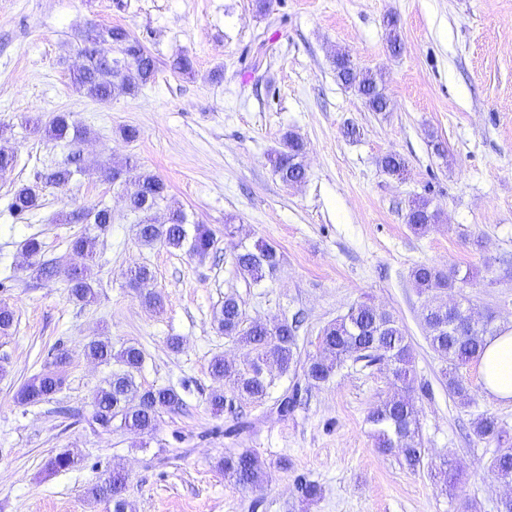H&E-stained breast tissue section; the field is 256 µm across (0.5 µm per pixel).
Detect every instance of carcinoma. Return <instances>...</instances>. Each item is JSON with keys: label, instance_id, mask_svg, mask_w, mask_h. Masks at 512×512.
I'll use <instances>...</instances> for the list:
<instances>
[{"label": "carcinoma", "instance_id": "cac0c4a2", "mask_svg": "<svg viewBox=\"0 0 512 512\" xmlns=\"http://www.w3.org/2000/svg\"><path fill=\"white\" fill-rule=\"evenodd\" d=\"M94 40L103 39L120 53V57L106 60L96 49L82 41L80 55L84 58L82 67L73 73L75 89L97 100H108L114 96L132 95L148 84L155 76L157 64L143 45L123 27L100 28L92 25ZM334 69L342 84L354 90L373 112L387 110L381 79L370 72H358L353 68L349 55L337 52L333 55ZM32 131L45 134L54 140L76 142L83 136V130L70 112H58L48 121L40 118L29 120ZM305 145L293 132L283 134L280 148L270 155V162L282 182L291 184L305 178L303 164ZM74 171L65 166L42 176L45 183L62 186L71 179ZM166 199L165 183L150 174L139 175L127 189L128 207L144 215L138 224V239L145 245L160 243L175 250L204 259L215 246L212 230L204 225H195L193 231L186 227V214L179 206L169 208L166 222L158 223L151 212ZM42 206L40 182L18 188L9 205L10 211L23 216L31 214ZM439 215L430 209L429 201L419 199L412 202L405 216L409 226L418 232L425 231L438 222ZM69 222L93 224L105 230L112 223V210L103 206L69 214ZM95 239L84 233L74 235L68 242V251L82 259L72 264L62 258L35 263L34 271L39 279L50 280L60 277L66 283L69 297L78 302H89L95 291L88 279V265L95 258ZM280 254L265 240H257L251 247H243L235 256V265L245 280L259 282L272 276L280 267ZM470 273L460 274L451 269L445 271L432 265L420 264L411 271V281L418 293L430 296L422 308V319L427 329L432 348L448 364V392L468 402L470 388L459 369L472 360H480L487 339L497 335L498 329L486 321L478 327H471L464 315L467 307L458 303L449 308L435 303L437 295L465 284ZM217 329L226 336H233L251 347L256 361L247 368L237 367L220 356L210 362L213 377L230 385L234 395L240 399L260 400L267 394L269 382L264 376L261 363L271 362L282 372L301 367L307 384L326 383L341 365L350 359L371 364L381 358L392 366V375L398 381L409 382L413 377L411 348L407 336L397 319L389 312L367 303H360L321 331L319 353L303 363L300 361L297 344V326L283 322L270 325L258 319L248 321L236 297H224V303L214 314ZM85 351L95 360L108 362L117 358L126 370L112 374L96 397L94 421L107 427L118 417L121 426L140 432L154 427L159 411L175 410L182 406V399L172 388H148L140 390L132 378V371L141 367L144 355L140 348L129 345L117 355H112V344L107 340L89 342ZM65 383L61 374L44 373L35 375L23 383L15 394L20 404L40 402L59 392ZM373 427V436L378 447L389 450L396 448L403 456L408 468L415 470L423 463L424 450L419 441V412L412 400L404 397L392 398L381 403L368 416ZM474 435L480 441L494 442L499 451L491 462L494 477L506 484H512V435L491 415H482L474 424ZM74 458L68 453H58L47 462L48 469L59 472L73 467ZM224 476L243 487L256 488L263 482L265 462L248 450L230 452L224 456ZM125 485V476L112 473L103 481L89 488V494L112 504V512H132V506L119 494H109L116 485Z\"/></svg>", "mask_w": 512, "mask_h": 512}]
</instances>
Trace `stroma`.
<instances>
[{"label": "stroma", "mask_w": 512, "mask_h": 512, "mask_svg": "<svg viewBox=\"0 0 512 512\" xmlns=\"http://www.w3.org/2000/svg\"><path fill=\"white\" fill-rule=\"evenodd\" d=\"M91 24L129 31L154 57V80L108 102L78 93L71 75ZM337 52L381 75L388 111H369L337 80ZM180 55L191 58L193 77L171 69ZM56 112L73 113L85 131L80 142L32 133L25 123ZM127 125L138 140L122 138ZM351 125L360 130L353 139L345 134ZM288 131L306 144V176L296 185L268 161ZM1 146L15 163L0 171V301L16 323L0 335V512H110L88 490L113 471L126 476L133 512H464L470 501L478 512H497L507 491L490 471L498 446L476 440L472 426L490 414L512 431V403L486 392L475 361L461 369L473 401L449 394L410 274L419 264L471 271L472 281L442 302L463 295L475 316L512 325V0H270L263 14L256 0H0ZM75 153L80 172L44 187L35 214L10 212L16 189ZM389 153L405 160L402 174L382 170ZM129 156L136 169L104 178ZM142 173L163 180L189 223L214 231L209 257L141 244L125 196ZM419 198L439 221L417 234L405 214ZM101 204L112 222L96 237L89 271L98 296L77 303L62 279H36L22 245L34 235L42 259L67 256L82 227L64 215ZM259 238L277 248L281 264L254 284L237 273L234 256ZM142 265L153 280L129 286L127 269ZM148 291L161 295V310L144 305ZM229 294L247 318H300L304 360L318 353L322 329L352 306L384 308L411 343L415 381L404 391L386 364L350 360L312 387L301 372L268 368L265 398L236 399L214 413L212 358L244 367L253 358L214 324ZM99 338L116 352L142 349L136 385L175 388L181 408L160 411L144 433L93 423L98 390L122 369L86 356L85 345ZM61 353L67 363L59 368ZM56 369L65 377L60 392L34 405L15 401L26 380ZM295 388L299 403L280 415L279 400ZM403 392L419 409L425 450L414 471L398 450L377 448L368 421ZM243 449L267 465L260 487L236 485L219 466L225 453ZM63 451L75 466L48 471L47 460ZM445 463L459 475L451 488L439 474ZM302 479L316 482L320 497L305 500Z\"/></svg>", "instance_id": "1"}]
</instances>
